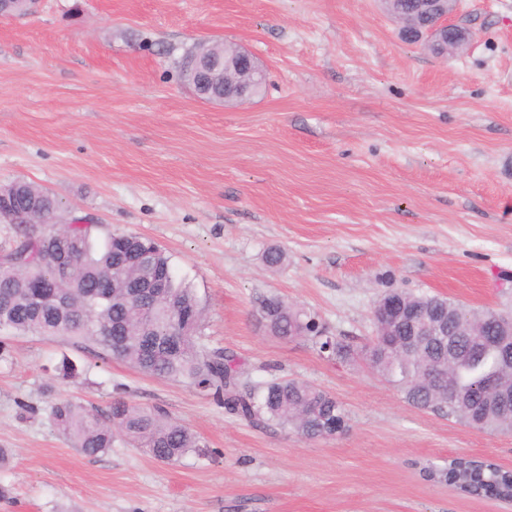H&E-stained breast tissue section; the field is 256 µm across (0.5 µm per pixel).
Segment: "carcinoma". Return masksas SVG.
<instances>
[{"instance_id": "obj_1", "label": "carcinoma", "mask_w": 512, "mask_h": 512, "mask_svg": "<svg viewBox=\"0 0 512 512\" xmlns=\"http://www.w3.org/2000/svg\"><path fill=\"white\" fill-rule=\"evenodd\" d=\"M413 0H398L403 10L400 38L417 42L420 17L410 12ZM17 208L35 209L31 223L14 227L15 246L0 256L13 276L0 279V330L44 339L67 337L89 343L100 354L151 376L182 380L199 393L250 422H272L291 428L307 440L325 433L323 418L347 421L342 404L330 393L296 379L249 385L240 381L236 361L226 351L203 343V310L194 290L174 274L171 258L153 242L135 235H113L95 248V225L73 219L54 231L44 223L56 216L55 197L25 181L0 186V195ZM69 253L68 274L57 278L55 256ZM168 287L142 291L157 275ZM111 297L95 303L91 294L104 286ZM400 305L425 317L451 302L438 295H415L402 289ZM183 306L196 311L186 324L177 318ZM265 327L281 339L309 336L327 355L340 362L354 358L355 349L335 336L324 335L314 315L276 296L257 308ZM459 335L453 339L457 371H448V339L423 338L418 351L397 354L385 340L407 337L405 324L390 325L392 337L374 335L361 346L360 357L379 376L399 386L408 402L457 418L465 425L490 432L512 431V365L499 364L484 352L487 342L499 341L512 350V324L486 321L484 311L458 316ZM58 432L88 456L111 450L117 436L152 457L170 463L197 447L195 434L158 409L115 399L107 411H93L74 400H59L49 408ZM429 478L445 482L472 497L507 500L512 497V470L489 458L456 457L441 468L426 470Z\"/></svg>"}]
</instances>
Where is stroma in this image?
I'll return each instance as SVG.
<instances>
[{
  "label": "stroma",
  "instance_id": "1",
  "mask_svg": "<svg viewBox=\"0 0 512 512\" xmlns=\"http://www.w3.org/2000/svg\"><path fill=\"white\" fill-rule=\"evenodd\" d=\"M456 20L469 47L441 57L377 0H37L0 19V186L49 191L97 241H154L242 380L314 384L349 425L308 440L72 340L0 331V512H512L424 472L458 455L512 469V434L417 409L256 316L277 295L357 348L391 288L512 311V0H461ZM203 40L247 49L263 91L200 99L182 61ZM64 354L80 377L56 376ZM117 398L164 409L199 448L163 463L118 438L88 457L49 420L59 399Z\"/></svg>",
  "mask_w": 512,
  "mask_h": 512
}]
</instances>
